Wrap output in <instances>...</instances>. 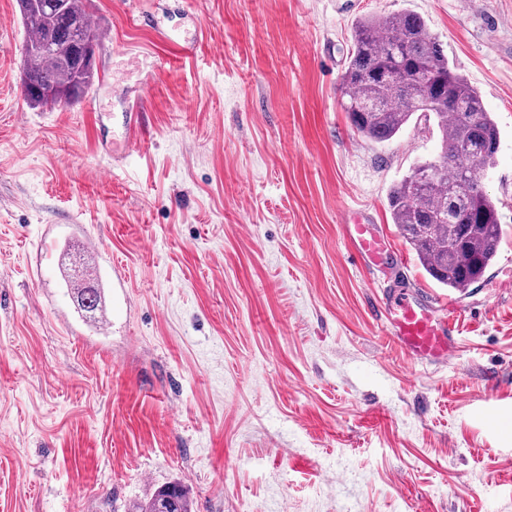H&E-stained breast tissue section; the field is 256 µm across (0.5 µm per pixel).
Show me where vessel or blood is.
Listing matches in <instances>:
<instances>
[{"label": "vessel or blood", "instance_id": "vessel-or-blood-1", "mask_svg": "<svg viewBox=\"0 0 512 512\" xmlns=\"http://www.w3.org/2000/svg\"><path fill=\"white\" fill-rule=\"evenodd\" d=\"M346 231L352 252L363 263H379L389 246L384 235L367 219L355 220ZM442 303L428 293H397L377 309L386 336L416 361L428 364L447 362L462 333L456 312L439 316Z\"/></svg>", "mask_w": 512, "mask_h": 512}]
</instances>
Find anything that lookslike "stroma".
<instances>
[{
	"label": "stroma",
	"mask_w": 512,
	"mask_h": 512,
	"mask_svg": "<svg viewBox=\"0 0 512 512\" xmlns=\"http://www.w3.org/2000/svg\"><path fill=\"white\" fill-rule=\"evenodd\" d=\"M135 2L93 0L94 83L43 110L0 0V512H128L171 482L194 512H512V0ZM401 10L500 131L501 243L463 292L387 207L438 135L375 143L340 106L353 23ZM348 217L402 262L361 264ZM78 260L127 277L108 334L61 286ZM421 289L462 317L439 366L371 315Z\"/></svg>",
	"instance_id": "stroma-1"
}]
</instances>
